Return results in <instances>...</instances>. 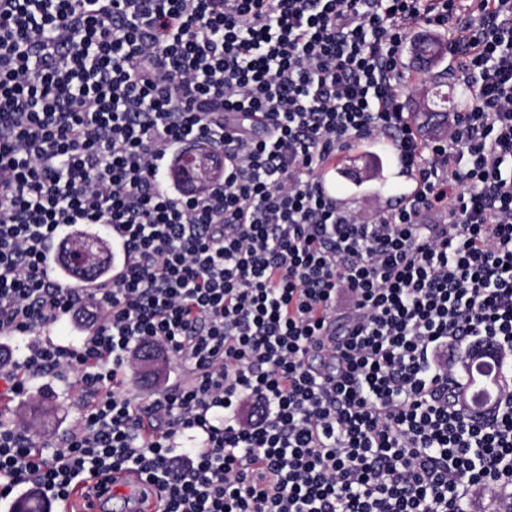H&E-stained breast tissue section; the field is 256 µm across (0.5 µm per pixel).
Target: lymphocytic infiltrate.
Listing matches in <instances>:
<instances>
[{"label": "lymphocytic infiltrate", "instance_id": "lymphocytic-infiltrate-1", "mask_svg": "<svg viewBox=\"0 0 512 512\" xmlns=\"http://www.w3.org/2000/svg\"><path fill=\"white\" fill-rule=\"evenodd\" d=\"M420 24L469 91L439 137ZM367 142L414 190L371 216L317 182ZM75 225L115 233L92 288L44 269ZM487 343L512 361V0H0V401L68 374L77 409L40 444L0 412V503L130 474L162 512H512V387L470 416L448 360ZM153 346L178 378L143 404Z\"/></svg>", "mask_w": 512, "mask_h": 512}]
</instances>
